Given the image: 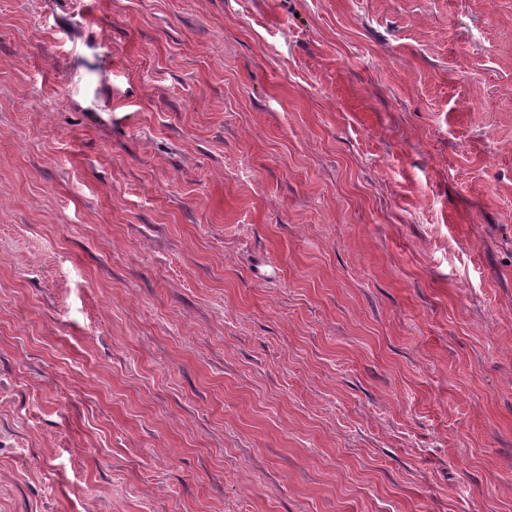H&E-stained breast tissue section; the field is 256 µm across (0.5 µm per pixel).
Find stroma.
Instances as JSON below:
<instances>
[{
  "label": "stroma",
  "mask_w": 512,
  "mask_h": 512,
  "mask_svg": "<svg viewBox=\"0 0 512 512\" xmlns=\"http://www.w3.org/2000/svg\"><path fill=\"white\" fill-rule=\"evenodd\" d=\"M0 512H512V0H0Z\"/></svg>",
  "instance_id": "1"
}]
</instances>
